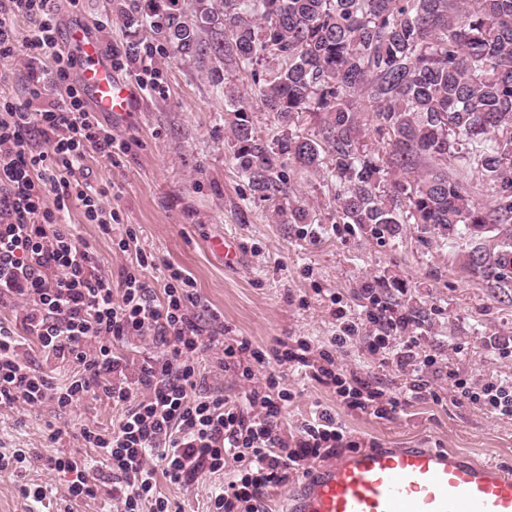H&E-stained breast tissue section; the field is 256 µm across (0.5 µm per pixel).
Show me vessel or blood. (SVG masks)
<instances>
[{
  "mask_svg": "<svg viewBox=\"0 0 512 512\" xmlns=\"http://www.w3.org/2000/svg\"><path fill=\"white\" fill-rule=\"evenodd\" d=\"M62 47L91 111L115 128L131 123L140 91L93 30L69 23ZM287 502L288 512H512V471L450 449L361 448L319 468Z\"/></svg>",
  "mask_w": 512,
  "mask_h": 512,
  "instance_id": "obj_1",
  "label": "vessel or blood"
}]
</instances>
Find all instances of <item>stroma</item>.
I'll use <instances>...</instances> for the list:
<instances>
[{"label":"stroma","instance_id":"obj_1","mask_svg":"<svg viewBox=\"0 0 512 512\" xmlns=\"http://www.w3.org/2000/svg\"><path fill=\"white\" fill-rule=\"evenodd\" d=\"M116 0H81L78 11L60 5L59 19H86L100 29L106 48L131 52L140 36L112 14ZM156 92L144 98V110L116 136L135 139L137 147L119 163L88 158L90 178L107 191L105 204L118 207L134 225L138 247L189 271L203 300L219 312L225 339L247 338L269 350L288 337L330 346L336 334L332 299H339L358 325L353 339L336 352L341 372L380 383L397 394L405 380L394 367L380 364L367 351V315L372 306L365 286L381 284L380 296L415 316L421 336L440 369V402L413 400L387 418L353 410L334 391L276 362L254 365L258 379L276 374L293 400L283 421L285 434H296L302 419L324 408L335 411L348 436L365 448L452 449L512 468V419L459 398L458 379L486 382L512 377V288H495L464 264L475 247L494 248V233L461 231L444 240L419 224L402 225L396 237H376L353 224L336 221L338 184L327 170L308 172L286 164V194L262 198L250 188L233 155V116L224 110V89L244 98L257 86L251 70L230 68L226 86L216 85L194 58L164 52L156 62ZM302 206L303 224L288 221V210ZM69 222L82 238L95 243L102 267L118 270L129 255L113 251L97 225L80 209ZM224 237L238 241L239 261L225 267L210 243ZM500 348H493L492 339ZM117 412L110 401L87 399L67 411L46 405L35 410L0 407V452L46 448L49 425H111ZM227 474H207L186 486L160 482L159 489L182 512H205L211 494ZM47 486L40 512H63V477L39 469L25 477L0 471V512H31L22 481Z\"/></svg>","mask_w":512,"mask_h":512}]
</instances>
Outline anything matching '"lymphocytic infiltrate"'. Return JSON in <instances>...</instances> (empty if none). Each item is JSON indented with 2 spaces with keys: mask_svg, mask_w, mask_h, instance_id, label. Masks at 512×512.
Returning <instances> with one entry per match:
<instances>
[{
  "mask_svg": "<svg viewBox=\"0 0 512 512\" xmlns=\"http://www.w3.org/2000/svg\"><path fill=\"white\" fill-rule=\"evenodd\" d=\"M28 34L19 38L18 22ZM27 57L24 101L0 95V307L13 313L0 320V406L60 410L89 397H105L120 411L112 427H82L78 433L95 458L60 449L69 427H50V449L0 454V471L33 467L62 474L74 504L109 498L117 512H174L159 481L182 485L203 474L237 468L232 480L211 498V512H268L270 489L288 484L345 440L335 414L323 410L304 421L294 441L282 434L281 416L293 399L276 376L245 391L242 401L225 398L199 369L196 356L221 349L240 376L254 377L251 361L262 352L252 341L228 344L218 315L205 304L194 277L167 265L162 292L147 281L161 265L150 251L132 250L136 230L119 210L106 208L104 188L90 180L88 154L119 160L131 141L117 138L90 112L74 78L75 61L60 47L54 0H0V86L8 84L10 62ZM97 225L120 251H134L129 266L111 275L101 270L94 243L76 235L67 222L71 208ZM369 321L371 355L381 356L404 377L412 399L439 402L426 375L435 364L411 320L380 302ZM152 339L158 355L136 362L125 348ZM45 359L76 365L55 378L33 368L30 348ZM272 357L308 378L333 387L348 408L384 416L400 407L397 397L355 375L337 373L332 351H315L309 340L277 341ZM460 394L512 419V379L461 384Z\"/></svg>",
  "mask_w": 512,
  "mask_h": 512,
  "instance_id": "f902f5d3",
  "label": "lymphocytic infiltrate"
}]
</instances>
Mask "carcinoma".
I'll return each mask as SVG.
<instances>
[{"mask_svg":"<svg viewBox=\"0 0 512 512\" xmlns=\"http://www.w3.org/2000/svg\"><path fill=\"white\" fill-rule=\"evenodd\" d=\"M130 0L175 57L209 74L267 63L258 107L288 136L254 135L253 106L228 88L234 158L253 191L283 192L280 159L318 170L331 158L336 219L396 236L421 224L451 240L460 230L512 224V0ZM372 113L377 144L363 141ZM309 114L313 131L296 135ZM456 158L492 190L473 201L448 173ZM467 264L498 288L512 285V235Z\"/></svg>","mask_w":512,"mask_h":512,"instance_id":"obj_1","label":"carcinoma"}]
</instances>
